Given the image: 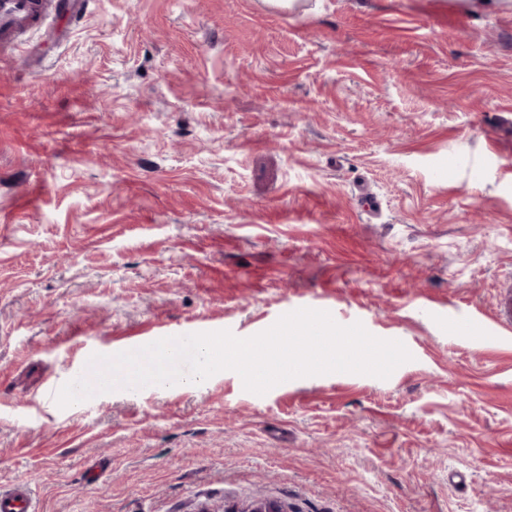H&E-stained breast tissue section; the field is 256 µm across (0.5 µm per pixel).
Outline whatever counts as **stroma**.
Here are the masks:
<instances>
[{"label":"stroma","instance_id":"1","mask_svg":"<svg viewBox=\"0 0 512 512\" xmlns=\"http://www.w3.org/2000/svg\"><path fill=\"white\" fill-rule=\"evenodd\" d=\"M503 284L512 0H85L0 66V483L40 512H512ZM301 308L412 359L45 394Z\"/></svg>","mask_w":512,"mask_h":512}]
</instances>
